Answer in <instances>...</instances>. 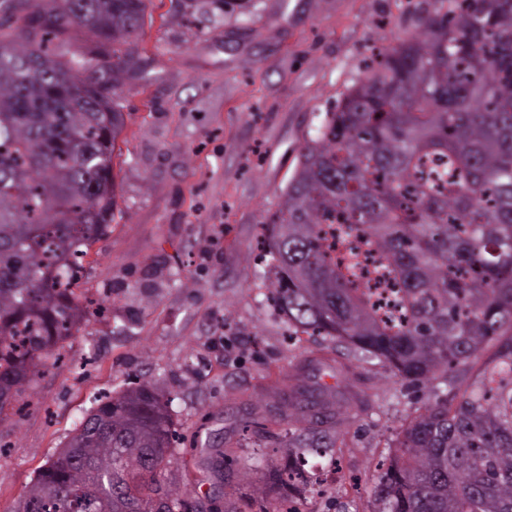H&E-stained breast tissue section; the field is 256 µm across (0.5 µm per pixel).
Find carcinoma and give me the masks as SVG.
I'll return each instance as SVG.
<instances>
[{
    "label": "carcinoma",
    "mask_w": 512,
    "mask_h": 512,
    "mask_svg": "<svg viewBox=\"0 0 512 512\" xmlns=\"http://www.w3.org/2000/svg\"><path fill=\"white\" fill-rule=\"evenodd\" d=\"M145 0H0V414L90 313L70 288L118 207L117 89ZM81 43L68 56L49 38ZM340 222L329 232L323 221ZM263 285L288 324L424 385L469 382L405 424L378 512H512V0H448L347 87L268 222ZM373 258L386 307L361 282ZM307 376L275 407L299 423L352 397ZM168 400L112 392L38 471L18 512H200L170 481ZM293 438L261 498L304 478Z\"/></svg>",
    "instance_id": "carcinoma-1"
}]
</instances>
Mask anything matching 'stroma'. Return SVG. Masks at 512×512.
I'll return each mask as SVG.
<instances>
[{
	"instance_id": "stroma-1",
	"label": "stroma",
	"mask_w": 512,
	"mask_h": 512,
	"mask_svg": "<svg viewBox=\"0 0 512 512\" xmlns=\"http://www.w3.org/2000/svg\"><path fill=\"white\" fill-rule=\"evenodd\" d=\"M147 0L137 66L121 91L125 128L112 158L118 208L74 287L106 308L0 416V512H16L39 468L112 391L151 382L171 398L173 477L223 512L256 501L261 469L239 460L281 448L292 422L273 406L307 360L341 361L360 401L313 429L310 456L334 482L293 495L298 512H375L371 493L402 424L446 397L456 371L416 386L325 336H288L259 295L258 243L327 112L379 49L418 31L438 0ZM224 451L230 477L205 468Z\"/></svg>"
}]
</instances>
